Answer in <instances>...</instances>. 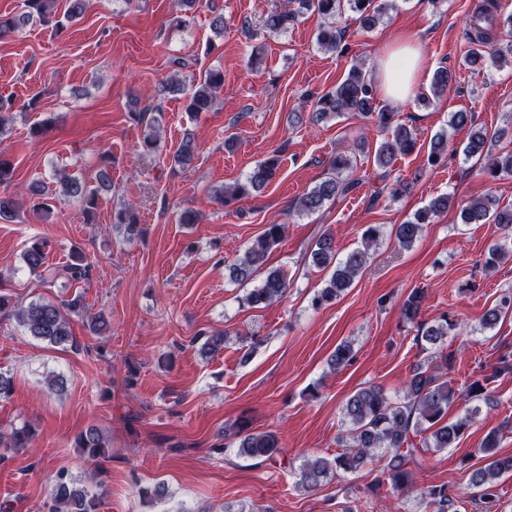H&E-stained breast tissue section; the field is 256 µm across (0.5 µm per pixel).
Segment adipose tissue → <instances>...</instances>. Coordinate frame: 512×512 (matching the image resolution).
Here are the masks:
<instances>
[{
    "label": "adipose tissue",
    "mask_w": 512,
    "mask_h": 512,
    "mask_svg": "<svg viewBox=\"0 0 512 512\" xmlns=\"http://www.w3.org/2000/svg\"><path fill=\"white\" fill-rule=\"evenodd\" d=\"M420 64L417 43L404 40L393 46L379 65L376 84L378 95L395 104L404 103L414 89Z\"/></svg>",
    "instance_id": "1"
}]
</instances>
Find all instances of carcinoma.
Returning a JSON list of instances; mask_svg holds the SVG:
<instances>
[{"label": "carcinoma", "mask_w": 512, "mask_h": 512, "mask_svg": "<svg viewBox=\"0 0 512 512\" xmlns=\"http://www.w3.org/2000/svg\"><path fill=\"white\" fill-rule=\"evenodd\" d=\"M21 13L8 17L0 15V37L19 31L33 20H38L61 31L65 22H71L84 12L86 0H69V8L64 19H56V0H22ZM386 5L378 0H287V4L267 12L262 17V28L270 35L288 31L304 12L313 10L325 19H333L337 15L350 11L356 15V21L365 28L376 25ZM486 20L479 11L470 22L475 32L477 44L470 50L464 60L469 67L504 61L501 52L486 46L485 28L480 22ZM343 35L333 25L322 26L317 35L321 48L335 52L341 48ZM224 86V74L221 71L209 72L203 80L186 87L175 80L162 86L161 93H183L187 95V111L198 114L207 112L214 105L219 89ZM377 98L376 86L361 65L351 67L347 77L336 87L319 97L316 109L311 112L309 121L312 124L338 117L342 114H355L365 117H376L380 126L389 128L392 120L390 112H373V102ZM448 126L453 129H469L468 141L463 152L468 157L476 155L487 158L483 174L497 180L512 176V152L504 156H494L486 148L489 140L485 128L474 123L470 112H452ZM415 140L413 134L404 126H398L391 132V138L382 141L375 151L378 167H390L397 156L413 151ZM448 150L447 134L436 135L430 144L429 162L435 163L444 158ZM196 154V142L193 134H186L177 150L172 155L174 166L186 170L193 162ZM111 164L109 158H102V168L97 178V186L91 187L80 179L65 173L58 174L57 195L80 204L87 213L96 209L101 192L112 188L108 171ZM280 164L278 154L266 158L257 164L242 181L231 186H222L215 191L216 198L226 203L247 197L251 192L263 190L275 177ZM357 163L352 157L339 153L331 162L330 176L306 192L297 202V209L304 214L320 210L325 203L346 196L355 190L360 179L352 177ZM30 196H39L41 200L33 204V209L44 217L52 213L54 203L43 196V188L37 184L28 187ZM452 196L440 195L427 206L418 211L414 219L396 226L394 234L401 247L411 246L422 234L424 225L431 223V217L448 209ZM464 224L492 223L505 232L512 231V206L500 205L493 195H486L471 201L461 210ZM117 229L129 235L138 228V218L132 207L126 206L115 215ZM285 225L268 224L262 234L248 246L239 262L231 266L230 276L243 283L253 279L257 273L264 274L261 285L251 289L244 298L245 303L255 307L268 306L282 299L288 290V280L279 268L268 266V257L273 247L278 245L284 236ZM368 244L355 249L344 256L336 252L335 241L328 234L321 235L309 254L311 264L323 271H329L328 280L312 299L316 309L335 301L350 288L360 272L369 263L372 253L371 244L377 241L379 230L371 227L365 234ZM47 242L35 237L28 242L23 252V260L33 273L44 275L42 268L46 263ZM63 273L70 281L83 279L88 275V265L80 254L73 256V262L63 268ZM426 294L422 288L412 289L403 300L400 313L402 319L413 325L416 330L415 344L432 345L442 343L450 331L458 328V323L448 320L443 315L430 324L420 320ZM85 308L82 296L70 300L53 303L44 300L30 302L21 306L8 294L0 293V319L14 317L24 330L31 336L45 341L52 346L75 345L70 327V315L77 314ZM512 311V290L503 292L495 304L482 317V325L494 327L501 316ZM355 357L353 347L342 343L330 357L332 369L344 367ZM450 358L443 357L433 367L417 365L403 392L390 396L378 385H370L353 392L342 406V422L346 426L340 436L342 452L333 459L318 457L306 462L300 471L299 485L307 490H314L321 485L331 472L342 471L353 473L367 464L380 458L384 460L382 476L393 489L404 488L411 474L408 465L416 460L422 449L433 448L441 451L454 447L466 431L476 423L479 407L465 410L456 418L448 419V412L457 402L470 404L482 401L490 404L489 382L502 374L512 373V360L507 356L499 359L495 371L482 379H475L467 385L453 388L444 380L448 375ZM239 455L257 460L270 461L282 453V443L273 431L254 432L244 421L237 424ZM34 432L27 426L15 428L7 436L0 435V445L6 448H24L33 439ZM75 447L82 455L94 464L107 455V444L100 430L91 426L80 433L75 440ZM498 434L492 430L484 438L479 452L483 454L486 464L472 471L470 482L480 493V502L485 504L486 512H494L496 493L495 481L503 474L512 472V456H499ZM431 503L436 505L437 512H449L454 506L453 498L444 485L431 486L426 491ZM102 499L83 488L76 486L74 480L64 471L57 473L49 490L44 506L46 512H101Z\"/></svg>", "instance_id": "carcinoma-1"}]
</instances>
